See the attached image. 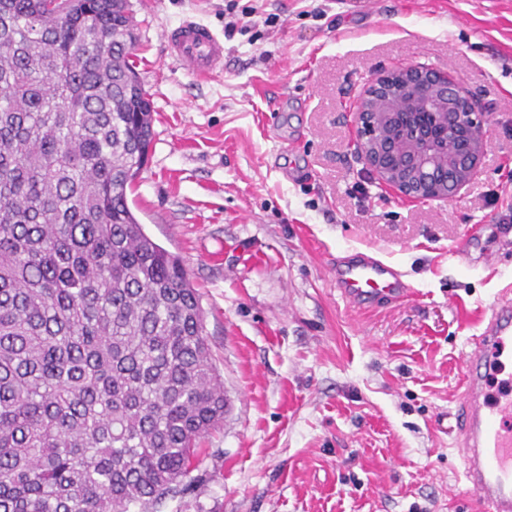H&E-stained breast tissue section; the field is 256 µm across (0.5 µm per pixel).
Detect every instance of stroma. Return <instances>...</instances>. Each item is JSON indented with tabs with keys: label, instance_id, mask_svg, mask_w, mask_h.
<instances>
[{
	"label": "stroma",
	"instance_id": "35a3bbf8",
	"mask_svg": "<svg viewBox=\"0 0 512 512\" xmlns=\"http://www.w3.org/2000/svg\"><path fill=\"white\" fill-rule=\"evenodd\" d=\"M226 2L128 0L154 131L128 203L183 260L228 400L201 481L162 512H475L452 429L467 344L512 287V0H236L223 68L196 79L163 34H223ZM400 63L489 114L454 200L382 188L357 152L363 92ZM347 250L408 298L343 299Z\"/></svg>",
	"mask_w": 512,
	"mask_h": 512
}]
</instances>
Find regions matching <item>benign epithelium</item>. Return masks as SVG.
I'll use <instances>...</instances> for the list:
<instances>
[{
    "mask_svg": "<svg viewBox=\"0 0 512 512\" xmlns=\"http://www.w3.org/2000/svg\"><path fill=\"white\" fill-rule=\"evenodd\" d=\"M422 108L442 124L444 141L403 127ZM488 121L453 77L413 63L373 79L355 113L360 152L378 184L419 200L453 199L473 179Z\"/></svg>",
    "mask_w": 512,
    "mask_h": 512,
    "instance_id": "7a95c632",
    "label": "benign epithelium"
}]
</instances>
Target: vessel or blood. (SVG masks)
<instances>
[{
	"label": "vessel or blood",
	"instance_id": "vessel-or-blood-1",
	"mask_svg": "<svg viewBox=\"0 0 512 512\" xmlns=\"http://www.w3.org/2000/svg\"><path fill=\"white\" fill-rule=\"evenodd\" d=\"M172 58L206 78L224 61V44L206 26L188 19L168 30ZM336 286L349 302L375 305L406 296L399 272L357 252L336 262ZM512 360V291L503 290L464 356V380L455 415V443L463 469L464 490L480 512H512V388L490 395L495 365Z\"/></svg>",
	"mask_w": 512,
	"mask_h": 512
}]
</instances>
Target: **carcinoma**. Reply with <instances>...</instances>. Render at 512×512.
Returning a JSON list of instances; mask_svg holds the SVG:
<instances>
[{"instance_id": "cac0c4a2", "label": "carcinoma", "mask_w": 512, "mask_h": 512, "mask_svg": "<svg viewBox=\"0 0 512 512\" xmlns=\"http://www.w3.org/2000/svg\"><path fill=\"white\" fill-rule=\"evenodd\" d=\"M136 42L127 0H0V512H158L224 422L197 290L128 205Z\"/></svg>"}]
</instances>
